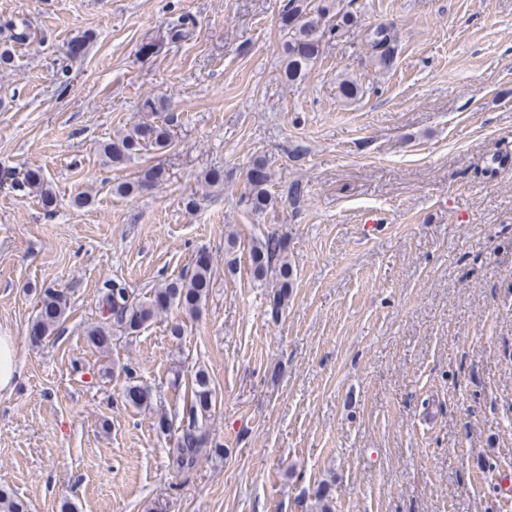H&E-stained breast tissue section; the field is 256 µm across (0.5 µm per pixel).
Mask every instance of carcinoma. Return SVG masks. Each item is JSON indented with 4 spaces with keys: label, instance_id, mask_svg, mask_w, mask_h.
Masks as SVG:
<instances>
[{
    "label": "carcinoma",
    "instance_id": "cac0c4a2",
    "mask_svg": "<svg viewBox=\"0 0 512 512\" xmlns=\"http://www.w3.org/2000/svg\"><path fill=\"white\" fill-rule=\"evenodd\" d=\"M310 0H287L282 12L293 15L292 25L281 23L288 39L283 44V72L290 84L305 79L311 64L319 55L322 42L339 38L358 25L355 12L335 7L333 0L312 10ZM366 48L370 51L374 65L383 71L395 65L396 47L394 31L386 26L366 30ZM362 91L359 81L342 75L337 81V95L349 102L355 101ZM169 145L168 130L161 125H137L120 132L103 146L105 162L121 164L147 148L163 149ZM163 172L149 169L133 181H124L112 187V193L127 196L148 190L162 180ZM13 181L20 190H30L48 201L49 190L44 188V179L37 175H14ZM271 172L262 159L256 160L245 174V202L253 212H263L274 205L276 198L270 191ZM254 279L261 283L274 282L275 291L271 300V314L276 317L288 304L293 288V267L288 254L285 236L270 233L253 240L249 251ZM212 262H195L192 268L178 278L167 281L150 291L146 298L132 293L124 285L113 283L112 289L102 301L101 314L104 323L87 331L89 341L105 349L112 340V328L129 335L137 333L155 316L176 307L184 313L198 314L207 300L211 286ZM67 297L57 289H46L40 298V310L33 324L37 342L51 337L66 318ZM127 385L125 400L137 409L152 405L150 389L139 384L131 370L125 371ZM217 405V394L208 370L198 367L193 375L191 393L186 402L184 417L187 423L181 426L174 442L167 449L170 468L177 473L193 471L200 457L207 451L210 440L208 421ZM0 512H25L24 503L11 493L0 490Z\"/></svg>",
    "mask_w": 512,
    "mask_h": 512
}]
</instances>
